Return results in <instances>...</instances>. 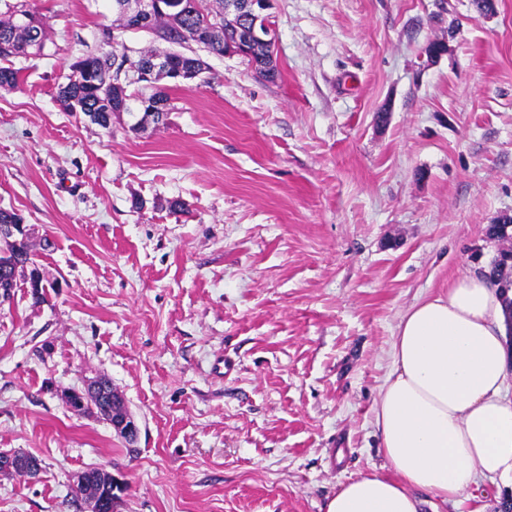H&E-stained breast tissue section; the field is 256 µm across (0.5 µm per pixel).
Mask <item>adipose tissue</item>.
Returning <instances> with one entry per match:
<instances>
[{"instance_id": "adipose-tissue-1", "label": "adipose tissue", "mask_w": 512, "mask_h": 512, "mask_svg": "<svg viewBox=\"0 0 512 512\" xmlns=\"http://www.w3.org/2000/svg\"><path fill=\"white\" fill-rule=\"evenodd\" d=\"M391 356L374 407L386 470L341 484L326 512H419L421 491L455 502L479 478L512 482V349L488 276L411 305Z\"/></svg>"}]
</instances>
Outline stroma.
<instances>
[{
    "label": "stroma",
    "instance_id": "stroma-1",
    "mask_svg": "<svg viewBox=\"0 0 512 512\" xmlns=\"http://www.w3.org/2000/svg\"><path fill=\"white\" fill-rule=\"evenodd\" d=\"M28 3L46 40L0 89V208L46 290L0 306V451L42 470L0 474V512H88L77 479L102 465L116 512H326L385 463L373 409L402 315L502 247L512 0H273L276 79L202 52L137 133L57 100L112 0ZM100 375L136 440L57 394ZM475 494L420 512H495L496 485Z\"/></svg>",
    "mask_w": 512,
    "mask_h": 512
}]
</instances>
